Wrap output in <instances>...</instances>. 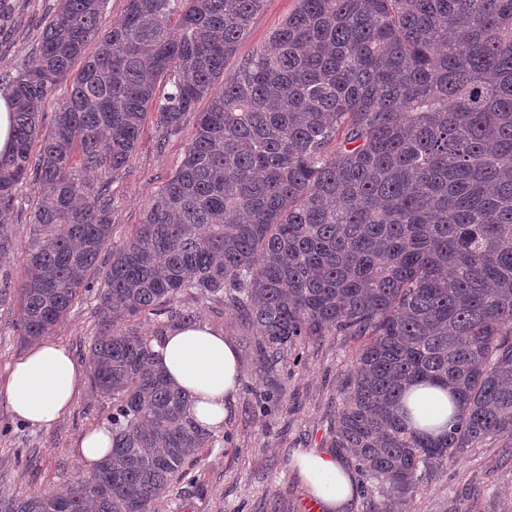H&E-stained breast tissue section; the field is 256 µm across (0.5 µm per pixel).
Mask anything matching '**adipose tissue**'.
Instances as JSON below:
<instances>
[{"label":"adipose tissue","mask_w":512,"mask_h":512,"mask_svg":"<svg viewBox=\"0 0 512 512\" xmlns=\"http://www.w3.org/2000/svg\"><path fill=\"white\" fill-rule=\"evenodd\" d=\"M156 362L167 380L191 398V411L198 424L216 433L224 428L239 390L241 373L235 344L223 332L196 322L169 329L155 345ZM83 377L81 366L64 347L35 344L12 367L4 388L12 412L34 426H50L70 407ZM419 428L441 435L451 413L447 389L418 385L408 393ZM302 483L323 512H345L355 482L342 462L316 448L293 457Z\"/></svg>","instance_id":"1"}]
</instances>
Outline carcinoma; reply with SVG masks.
<instances>
[{"instance_id": "1", "label": "carcinoma", "mask_w": 512, "mask_h": 512, "mask_svg": "<svg viewBox=\"0 0 512 512\" xmlns=\"http://www.w3.org/2000/svg\"><path fill=\"white\" fill-rule=\"evenodd\" d=\"M105 2L60 0L37 62L6 82L1 260L17 187L39 195L0 303L16 291L23 341L51 335L112 245L89 354L112 454L90 482L0 512H154L214 443L154 365L153 340L195 320L184 294L237 313L271 366L325 336L362 341L331 439L365 491L412 494L420 470L512 434V0H297L229 77L264 0H127L110 28ZM204 98L180 164L111 244L108 185L148 112L168 137ZM146 311L163 317L152 338L132 325ZM419 383L453 393L438 437L410 425ZM12 112L6 96L0 94V152L6 153L12 146Z\"/></svg>"}]
</instances>
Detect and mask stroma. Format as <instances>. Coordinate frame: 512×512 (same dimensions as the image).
Listing matches in <instances>:
<instances>
[{
    "mask_svg": "<svg viewBox=\"0 0 512 512\" xmlns=\"http://www.w3.org/2000/svg\"><path fill=\"white\" fill-rule=\"evenodd\" d=\"M58 0H0V63L20 67L32 63L45 20ZM297 0H265L248 37L224 68L233 74L241 60L266 46L271 32L290 14ZM188 113L178 135L163 137L155 116H148L129 165L109 185L114 241H122L181 161L196 125ZM38 190L22 184L13 223L15 251L0 265V277L19 279L32 239L30 216ZM182 307L222 330L237 348L241 385L224 422L222 440L202 449L186 475L156 505V512H305L310 495L291 467L293 452L330 450L331 421L342 398V386L354 370L358 343L328 336L306 344L302 360L285 357L275 369L262 367L249 348V331L228 309L203 308L187 295ZM94 296L80 297L51 342L66 347L80 365L98 333ZM18 310L0 305V384L28 345L15 330ZM112 401L82 380L72 406L50 427L21 421L0 392V498H25L63 492L88 481L75 448L82 434L108 424ZM347 512H512V436L487 438L457 459L429 471L414 495L400 498L388 491L355 495Z\"/></svg>",
    "mask_w": 512,
    "mask_h": 512,
    "instance_id": "1",
    "label": "stroma"
}]
</instances>
